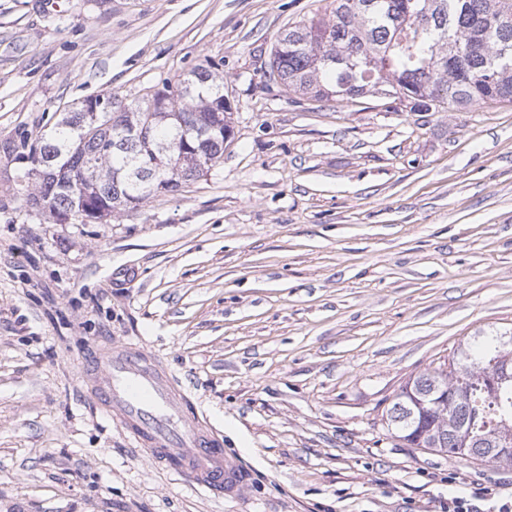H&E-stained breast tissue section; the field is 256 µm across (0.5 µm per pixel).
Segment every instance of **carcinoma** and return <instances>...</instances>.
<instances>
[{"instance_id":"obj_1","label":"carcinoma","mask_w":512,"mask_h":512,"mask_svg":"<svg viewBox=\"0 0 512 512\" xmlns=\"http://www.w3.org/2000/svg\"><path fill=\"white\" fill-rule=\"evenodd\" d=\"M288 28L269 76L316 99L382 90L427 112L512 101V0H331ZM224 114V119L217 114ZM139 134L130 138L127 131ZM234 135L224 82L198 65L126 103L95 96L64 112L17 159L38 192L26 206L58 224L93 222L177 194L224 159ZM144 168L152 175L133 174ZM388 426L417 447L512 466V336H476L448 364L408 380Z\"/></svg>"}]
</instances>
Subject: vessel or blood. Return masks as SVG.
<instances>
[{
  "label": "vessel or blood",
  "mask_w": 512,
  "mask_h": 512,
  "mask_svg": "<svg viewBox=\"0 0 512 512\" xmlns=\"http://www.w3.org/2000/svg\"><path fill=\"white\" fill-rule=\"evenodd\" d=\"M81 381L153 460L214 495H239L248 477L209 434L177 381L143 346L123 342L82 363Z\"/></svg>",
  "instance_id": "obj_1"
}]
</instances>
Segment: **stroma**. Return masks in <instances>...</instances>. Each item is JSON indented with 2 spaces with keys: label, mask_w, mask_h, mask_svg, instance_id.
<instances>
[{
  "label": "stroma",
  "mask_w": 512,
  "mask_h": 512,
  "mask_svg": "<svg viewBox=\"0 0 512 512\" xmlns=\"http://www.w3.org/2000/svg\"><path fill=\"white\" fill-rule=\"evenodd\" d=\"M329 0H0V512H478L512 467L386 420L458 344L512 333V103L316 101L271 49ZM214 62L234 137L180 193L53 224L13 149L84 99ZM142 341L249 473L194 488L96 409L80 361Z\"/></svg>",
  "instance_id": "35a3bbf8"
}]
</instances>
